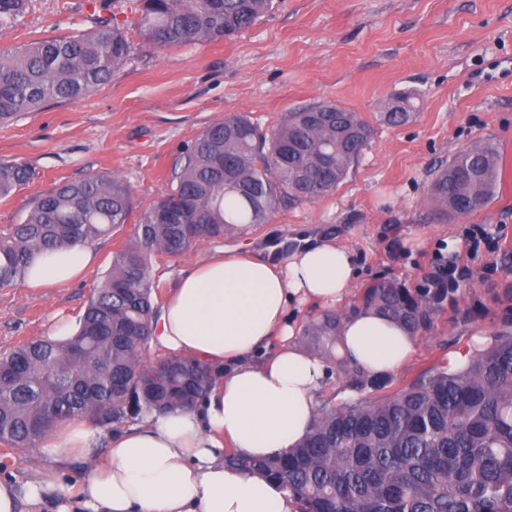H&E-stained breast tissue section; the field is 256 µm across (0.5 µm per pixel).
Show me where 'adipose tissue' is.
<instances>
[{
	"label": "adipose tissue",
	"mask_w": 512,
	"mask_h": 512,
	"mask_svg": "<svg viewBox=\"0 0 512 512\" xmlns=\"http://www.w3.org/2000/svg\"><path fill=\"white\" fill-rule=\"evenodd\" d=\"M90 246L39 252L30 288L63 287L93 262ZM358 277L353 253L331 240L306 243L285 257L248 255L194 264L165 303L153 342L216 372L208 395L192 408L151 415L101 440L76 418L48 434L43 466L19 483L0 479V512H296L279 484L225 464L232 443L252 459L297 447L314 422L328 378L326 363L300 346L292 306L343 309ZM338 352L369 375L395 373L416 336L372 310L344 312ZM104 456H97L98 444ZM84 464L80 479L66 466Z\"/></svg>",
	"instance_id": "1"
}]
</instances>
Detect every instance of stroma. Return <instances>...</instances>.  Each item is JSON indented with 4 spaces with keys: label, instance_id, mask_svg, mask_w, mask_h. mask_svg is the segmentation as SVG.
Here are the masks:
<instances>
[{
    "label": "stroma",
    "instance_id": "stroma-1",
    "mask_svg": "<svg viewBox=\"0 0 512 512\" xmlns=\"http://www.w3.org/2000/svg\"><path fill=\"white\" fill-rule=\"evenodd\" d=\"M130 0H29L0 49L90 29L116 14L127 24L128 61L82 99L51 102L0 124V160L27 163L34 180L0 199V233L21 223L35 196L65 181L112 172L133 189L137 208L166 193L183 146L212 122L245 113L261 127L282 113L331 100L372 127L370 142L337 190L286 204L267 224L203 243L176 261L157 260L160 299L215 250L270 252L299 238L336 240L353 252L357 286L394 280L419 287L435 255H464L465 229L500 238L446 300L432 329L419 332L391 386L364 391L379 401L449 352L494 332L512 310V0H276L237 37L157 50L133 26ZM410 95L411 120L390 126L385 104ZM478 142L500 155L496 194L481 211L445 221L427 204L440 163ZM132 224L95 241L97 261L79 280L35 291L0 290V350L47 335L55 319L80 316Z\"/></svg>",
    "mask_w": 512,
    "mask_h": 512
}]
</instances>
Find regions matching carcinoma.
Segmentation results:
<instances>
[{
  "mask_svg": "<svg viewBox=\"0 0 512 512\" xmlns=\"http://www.w3.org/2000/svg\"><path fill=\"white\" fill-rule=\"evenodd\" d=\"M272 7L273 0H133L132 10L145 41L165 50L238 35ZM26 8L27 0H0V28L14 26ZM124 26L103 17L86 32L0 50V123L107 83L130 55ZM413 109L404 96L380 116L401 125ZM371 134L361 115L330 100L283 113L269 133L245 113L207 126L183 147L169 191L140 212L131 239L112 253L78 334L0 351V442L34 448L74 417L109 433L204 398L214 379L208 365L150 358L160 307L155 259L176 261L202 242L267 223L285 201L335 192ZM498 173L497 148L476 143L434 170L432 206L443 216L481 210L495 195ZM34 176L24 162L0 160V198ZM134 208L128 183L110 173L36 196L23 222L0 233V288L26 278L34 253L114 234ZM447 297L446 288L380 280L360 289L353 309L427 331ZM340 321L326 312L302 330L309 350L333 367ZM348 375L346 388L356 393L392 383L355 369ZM224 461L280 483L298 512H512V315L461 371L441 362L380 402L327 403L285 456L254 460L232 449Z\"/></svg>",
  "mask_w": 512,
  "mask_h": 512,
  "instance_id": "carcinoma-1",
  "label": "carcinoma"
}]
</instances>
